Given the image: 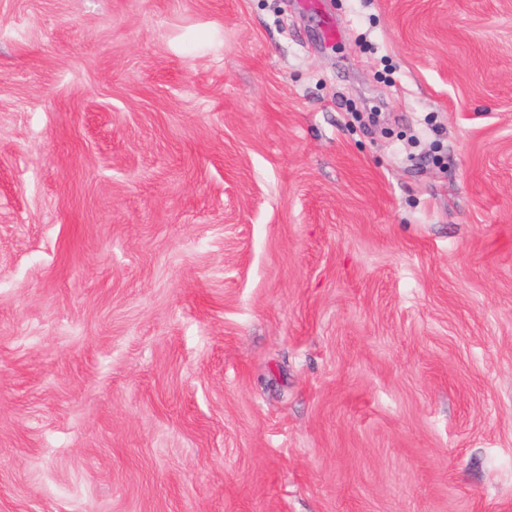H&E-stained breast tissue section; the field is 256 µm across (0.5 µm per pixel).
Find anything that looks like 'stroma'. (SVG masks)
<instances>
[{
  "mask_svg": "<svg viewBox=\"0 0 512 512\" xmlns=\"http://www.w3.org/2000/svg\"><path fill=\"white\" fill-rule=\"evenodd\" d=\"M0 512H512V0H0Z\"/></svg>",
  "mask_w": 512,
  "mask_h": 512,
  "instance_id": "35a3bbf8",
  "label": "stroma"
}]
</instances>
